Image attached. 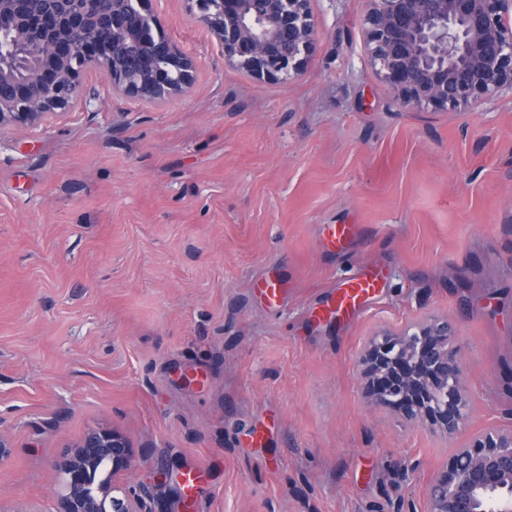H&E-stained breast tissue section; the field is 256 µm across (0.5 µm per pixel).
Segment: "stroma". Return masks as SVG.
I'll return each mask as SVG.
<instances>
[{
    "instance_id": "1",
    "label": "stroma",
    "mask_w": 512,
    "mask_h": 512,
    "mask_svg": "<svg viewBox=\"0 0 512 512\" xmlns=\"http://www.w3.org/2000/svg\"><path fill=\"white\" fill-rule=\"evenodd\" d=\"M310 7L303 73L257 80L186 0H152L196 61L184 93L145 106L92 71V110L0 126L9 512H58V463L97 429L132 449L118 483L168 468L149 512H423L466 439L372 405L361 353L427 317L452 327L473 429L512 427V94L402 106L364 48L367 0ZM327 224L358 232L333 253ZM366 269L376 295L321 318Z\"/></svg>"
}]
</instances>
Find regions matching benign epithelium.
I'll list each match as a JSON object with an SVG mask.
<instances>
[{
    "instance_id": "obj_1",
    "label": "benign epithelium",
    "mask_w": 512,
    "mask_h": 512,
    "mask_svg": "<svg viewBox=\"0 0 512 512\" xmlns=\"http://www.w3.org/2000/svg\"><path fill=\"white\" fill-rule=\"evenodd\" d=\"M63 35L43 36L20 0H0V126L39 125L97 96L84 76L101 72L112 89L158 105L184 91L195 61L157 28L152 0H48ZM224 50L257 79L298 75L316 29L311 0H187ZM366 43L384 79L409 107L460 108L512 91V0H368ZM446 320L427 319L371 338L361 363L372 403L396 410L410 428L449 437L470 426L464 369ZM105 461L112 477L131 469L116 431H93L61 462L60 512H145V486L107 481L88 490ZM426 512H512V429L475 433L429 478Z\"/></svg>"
}]
</instances>
